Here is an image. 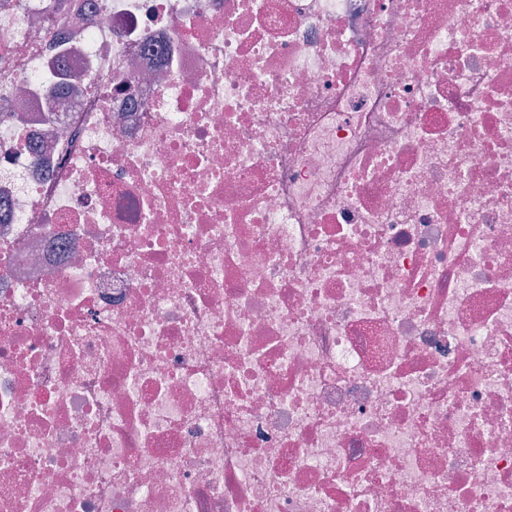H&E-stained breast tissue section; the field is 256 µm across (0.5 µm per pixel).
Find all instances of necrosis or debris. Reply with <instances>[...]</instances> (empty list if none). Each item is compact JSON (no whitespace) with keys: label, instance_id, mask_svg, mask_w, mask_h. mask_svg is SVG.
Wrapping results in <instances>:
<instances>
[{"label":"necrosis or debris","instance_id":"necrosis-or-debris-1","mask_svg":"<svg viewBox=\"0 0 512 512\" xmlns=\"http://www.w3.org/2000/svg\"><path fill=\"white\" fill-rule=\"evenodd\" d=\"M0 512H512V0H0Z\"/></svg>","mask_w":512,"mask_h":512}]
</instances>
